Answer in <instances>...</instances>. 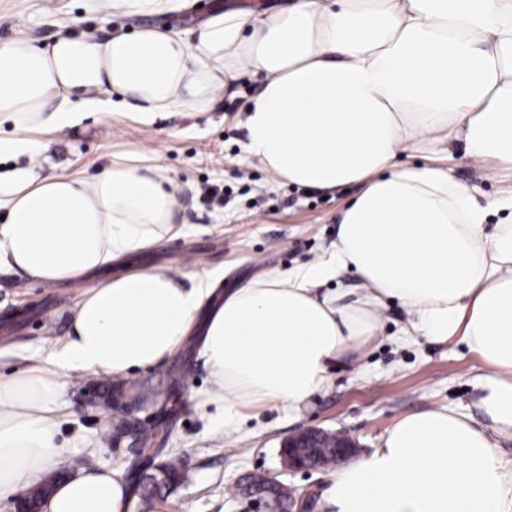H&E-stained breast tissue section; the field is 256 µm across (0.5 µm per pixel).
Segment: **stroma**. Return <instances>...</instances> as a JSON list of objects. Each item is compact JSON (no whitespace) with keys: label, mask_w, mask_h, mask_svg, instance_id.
I'll return each instance as SVG.
<instances>
[{"label":"stroma","mask_w":512,"mask_h":512,"mask_svg":"<svg viewBox=\"0 0 512 512\" xmlns=\"http://www.w3.org/2000/svg\"><path fill=\"white\" fill-rule=\"evenodd\" d=\"M231 2L185 0L175 14L130 18L90 11L86 0H0V39L25 36L45 45L66 27L102 39L143 27L183 28ZM257 89L256 82L240 80L234 95L224 96L213 111L169 112L148 128L132 111L117 109L70 130L45 127L32 136L51 141L59 173L92 176L120 153L154 157L182 189L176 221L188 225L190 233L139 254L137 264L181 275L218 270L225 289L326 254L336 238L339 213L356 194L352 188L309 194L287 184L270 190L260 163L240 166L246 140L243 109ZM450 166L456 179L477 186L478 198L512 191V173L504 168L480 171L459 155ZM85 289L82 282L60 286L0 273L1 377L22 374L50 358L69 331L70 308ZM404 316L399 304H390L379 336L354 358L330 364L326 387L299 410L271 403L248 411L232 432L215 428L189 400L210 387L198 346L123 378L68 373L60 396V432L66 441L60 467L73 474L99 468L131 473L129 448L107 440L110 386L135 387L145 399L140 418L159 427L158 461L179 457L187 471L186 482L173 493L149 506L131 497L127 512H258L257 504L237 489L253 474L276 477L319 500L327 470L291 472L282 465L283 440L303 428L348 433L367 452L398 418L432 406H448L486 423L478 406V360L463 345L451 351L422 339L396 342Z\"/></svg>","instance_id":"stroma-1"}]
</instances>
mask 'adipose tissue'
<instances>
[{
	"instance_id": "adipose-tissue-1",
	"label": "adipose tissue",
	"mask_w": 512,
	"mask_h": 512,
	"mask_svg": "<svg viewBox=\"0 0 512 512\" xmlns=\"http://www.w3.org/2000/svg\"><path fill=\"white\" fill-rule=\"evenodd\" d=\"M245 75L241 164L318 192L353 186L329 254L217 294L133 255L184 234L181 191L152 159L115 157L95 176L53 173L49 142L23 130L81 124L115 104L143 125L158 113L211 111ZM120 101H111V93ZM0 271L41 283L100 270L45 366L0 378V499L21 493L64 452L58 397L69 372L123 377L197 336L212 386L193 394L214 424L245 410L300 408L329 362L361 351L395 301L401 340L466 345L483 370L487 424L448 407L406 414L378 447L339 466L322 512H512L497 436L512 433L511 196L434 163L441 146L474 167L512 168V0H288L239 4L190 28L147 27L105 39L63 32L45 46L0 39ZM421 166L399 165L404 153ZM353 270L354 287L321 286ZM122 472L57 481L44 512H126Z\"/></svg>"
}]
</instances>
